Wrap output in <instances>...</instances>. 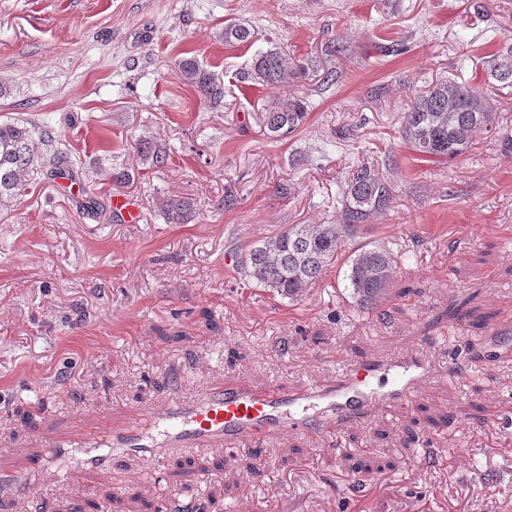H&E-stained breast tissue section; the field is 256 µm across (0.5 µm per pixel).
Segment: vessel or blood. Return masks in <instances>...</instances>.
<instances>
[{
  "label": "vessel or blood",
  "mask_w": 512,
  "mask_h": 512,
  "mask_svg": "<svg viewBox=\"0 0 512 512\" xmlns=\"http://www.w3.org/2000/svg\"><path fill=\"white\" fill-rule=\"evenodd\" d=\"M434 375L431 362L419 356L391 361L383 369L355 366L335 388L291 393L279 387L262 392L212 388L197 398L133 414L121 428L100 429L86 437L81 452L68 440L57 441L74 470L101 467L112 454L131 451L152 462L185 448L236 449L270 432L294 427L333 437L340 421L358 418L370 404L411 392Z\"/></svg>",
  "instance_id": "obj_1"
}]
</instances>
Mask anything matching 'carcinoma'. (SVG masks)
<instances>
[{"mask_svg": "<svg viewBox=\"0 0 512 512\" xmlns=\"http://www.w3.org/2000/svg\"><path fill=\"white\" fill-rule=\"evenodd\" d=\"M224 44L253 43L254 29L237 21L224 24L220 34ZM182 82L197 90L210 104L224 100V79L205 67L194 56L175 60ZM306 67L289 58L280 47L258 50L240 82L267 89L285 88L299 79ZM490 79L512 85V45L493 55ZM307 117L304 103L294 97H276L262 113L264 127L274 136L296 131ZM498 124L497 108L482 83L439 80L416 95L402 113L400 134L404 143L421 160L445 162L465 154L473 136ZM56 142L52 131L39 133L24 122L0 123V212L15 206L29 186L31 176L42 169L62 173L67 168V152L48 150ZM169 149L146 141L141 159L152 166L164 165ZM393 199L390 178L373 163L360 162L348 173L341 189V208L334 224H292L282 232L261 241L240 254L238 270L244 279L283 298L303 296L322 275L336 265L347 241L365 233L368 225L384 213ZM169 224H186L192 217L193 202L185 197L166 196L159 203ZM398 253L383 243L370 242L346 260L347 289L358 307L390 317L382 308L399 269Z\"/></svg>", "mask_w": 512, "mask_h": 512, "instance_id": "cac0c4a2", "label": "carcinoma"}]
</instances>
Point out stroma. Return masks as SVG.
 Wrapping results in <instances>:
<instances>
[{
    "label": "stroma",
    "instance_id": "obj_1",
    "mask_svg": "<svg viewBox=\"0 0 512 512\" xmlns=\"http://www.w3.org/2000/svg\"><path fill=\"white\" fill-rule=\"evenodd\" d=\"M229 19L256 45H224ZM387 39L407 53L384 55ZM271 42L308 66L288 94L309 115L281 141L262 122L271 91L238 80ZM507 43L512 0H0V122L52 130L73 172L38 175L0 215V512H31L6 477L54 440L209 388L332 385L350 365L411 354L436 379L335 438L288 429L156 464L130 453L76 478L55 462L36 490L86 512H133L134 493L210 498L209 512H512V87L493 88L499 125L454 160H420L399 134L416 93L451 75L485 82ZM333 44L345 55L325 54ZM185 52L223 77L220 106L177 76ZM331 68L348 78L321 87ZM145 140L170 147L166 166L142 164ZM366 159L393 162L391 207L366 234L404 257L390 322L354 304L337 267L293 302L240 279L242 249L335 223L340 185ZM167 195L193 201L191 223H165Z\"/></svg>",
    "mask_w": 512,
    "mask_h": 512
}]
</instances>
